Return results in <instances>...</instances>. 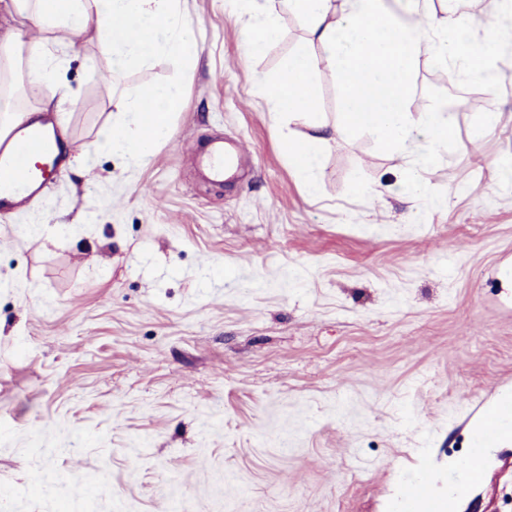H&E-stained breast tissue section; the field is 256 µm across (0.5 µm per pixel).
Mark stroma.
I'll list each match as a JSON object with an SVG mask.
<instances>
[{"label":"stroma","instance_id":"1","mask_svg":"<svg viewBox=\"0 0 512 512\" xmlns=\"http://www.w3.org/2000/svg\"><path fill=\"white\" fill-rule=\"evenodd\" d=\"M456 8L478 38L495 19L501 80L443 84L418 56L408 106L447 108L456 135L417 199L416 155L365 133L324 149L316 192L289 166L252 81L304 41L291 15L248 59L233 0H185L198 57L111 86L56 31L72 152L125 86L177 82L184 105L145 165L90 155L0 216V512H403L425 459L444 502L512 390V178L494 167L512 159V11ZM216 135L244 149L235 183L197 175ZM76 472L78 499L57 482ZM457 512H512V439ZM482 416L484 418H486L487 421H489V420H491L493 418V416H494V407H493L492 404H490L487 407H485V409L482 412ZM487 421H485L483 419H480L476 423V425L474 427L473 448H475V451L472 453V455H477L478 456L479 462H480V469L476 473L468 472L467 471L468 474H469V478H468V482L469 483H476V482H478L479 479L481 478V475H482V472H483V467H484V463H485V440H484V435H485L486 428L488 426V422Z\"/></svg>","mask_w":512,"mask_h":512}]
</instances>
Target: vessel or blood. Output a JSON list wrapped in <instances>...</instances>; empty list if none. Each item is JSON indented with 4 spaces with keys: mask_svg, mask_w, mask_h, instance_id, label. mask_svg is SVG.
Segmentation results:
<instances>
[{
    "mask_svg": "<svg viewBox=\"0 0 512 512\" xmlns=\"http://www.w3.org/2000/svg\"><path fill=\"white\" fill-rule=\"evenodd\" d=\"M240 144L214 142L210 149L196 156L197 165L216 181L233 177ZM61 162L49 152L45 136L30 129L27 123H17L0 144V213L8 212L20 200L40 192L60 173ZM433 474L429 463H422L420 476L409 498L410 512H417L419 502L432 491Z\"/></svg>",
    "mask_w": 512,
    "mask_h": 512,
    "instance_id": "b4317fda",
    "label": "vessel or blood"
}]
</instances>
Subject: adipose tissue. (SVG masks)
<instances>
[{
  "label": "adipose tissue",
  "mask_w": 512,
  "mask_h": 512,
  "mask_svg": "<svg viewBox=\"0 0 512 512\" xmlns=\"http://www.w3.org/2000/svg\"><path fill=\"white\" fill-rule=\"evenodd\" d=\"M248 18L241 26L242 49L255 57L279 36L276 19L281 10L306 25L308 41L286 59L276 80L257 77V90L266 105L288 120L306 118L309 133L281 134L289 165L315 185L318 151L336 136L369 134L382 150L418 153V167L408 169L402 184L413 195H423L428 184L420 170L436 158L441 146L455 134L446 111L426 106L411 114L408 98L413 87L414 63L428 52L442 65L495 91L499 49L495 22H488L481 39L470 37L466 15L449 14L442 35L423 44L420 27L399 20L384 0H242ZM9 12L20 26L32 23L44 31L40 41H23L18 31L0 39V78L9 92L0 99V112L43 127L46 113L62 111L68 98L61 90L57 64L49 50L48 32L62 29L84 37L96 52L88 56L100 65L101 78L165 53L193 61L200 52L194 24L182 11V0H10ZM335 73L342 109L335 123L321 120L314 110L313 76L319 69ZM40 93L37 103H14L24 88ZM122 118L106 126L90 143L94 153L124 156L134 166L148 162L156 145L170 136V120L183 107L180 85H140L123 90Z\"/></svg>",
  "instance_id": "adipose-tissue-1"
}]
</instances>
